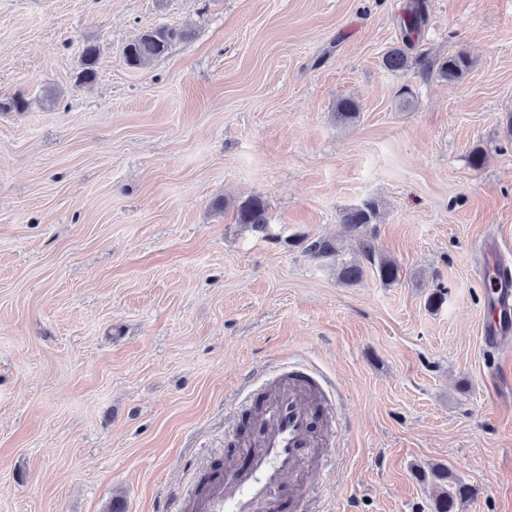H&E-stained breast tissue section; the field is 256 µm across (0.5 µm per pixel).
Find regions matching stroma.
Here are the masks:
<instances>
[{"instance_id": "1", "label": "stroma", "mask_w": 512, "mask_h": 512, "mask_svg": "<svg viewBox=\"0 0 512 512\" xmlns=\"http://www.w3.org/2000/svg\"><path fill=\"white\" fill-rule=\"evenodd\" d=\"M406 2L0 0V102H27L0 112V512H189L289 361L341 424L310 512H431L434 466L473 488L458 512H512V358L488 379L475 273L488 234L512 261V0H427L418 52H466L459 82L385 68ZM163 25L191 36L129 67ZM367 200L390 285L336 276ZM237 220L255 232L265 233L270 224L266 200L262 196L253 195L242 201L237 207ZM377 215V205L373 201H367L362 205L346 210L341 216V223L354 230L374 224Z\"/></svg>"}]
</instances>
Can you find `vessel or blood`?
I'll return each mask as SVG.
<instances>
[{"instance_id":"1","label":"vessel or blood","mask_w":512,"mask_h":512,"mask_svg":"<svg viewBox=\"0 0 512 512\" xmlns=\"http://www.w3.org/2000/svg\"><path fill=\"white\" fill-rule=\"evenodd\" d=\"M483 277L495 285L488 303L495 320L485 326L481 342L499 353L512 346V326L501 319L512 275L493 265ZM254 428L241 458L227 460L224 482L199 494L185 491L193 512H281L286 505L296 510L306 487L321 482L330 462L327 439L337 422L332 401L312 376L283 370Z\"/></svg>"}]
</instances>
